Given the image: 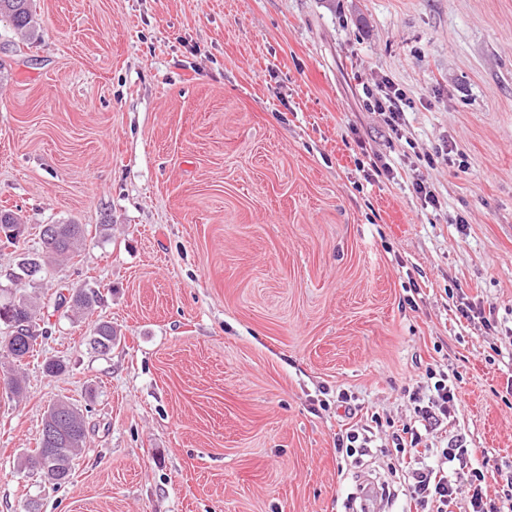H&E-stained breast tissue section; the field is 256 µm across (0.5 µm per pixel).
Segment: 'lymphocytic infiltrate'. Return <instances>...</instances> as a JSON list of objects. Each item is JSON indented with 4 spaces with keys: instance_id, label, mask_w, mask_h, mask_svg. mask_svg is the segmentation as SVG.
Wrapping results in <instances>:
<instances>
[{
    "instance_id": "lymphocytic-infiltrate-1",
    "label": "lymphocytic infiltrate",
    "mask_w": 512,
    "mask_h": 512,
    "mask_svg": "<svg viewBox=\"0 0 512 512\" xmlns=\"http://www.w3.org/2000/svg\"><path fill=\"white\" fill-rule=\"evenodd\" d=\"M426 385L409 390L413 403L414 421L403 425L391 435L395 450L408 457L412 468L408 480L416 512H453L460 496L469 499V512H512V491L500 500L487 498L483 487L488 478H505L512 487V473L487 472L474 469L470 479H462L454 461L464 460L468 454L462 441L450 440L436 446L431 441L433 432L447 420L458 399L456 384L444 371L426 367Z\"/></svg>"
}]
</instances>
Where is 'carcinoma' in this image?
Masks as SVG:
<instances>
[{
  "label": "carcinoma",
  "mask_w": 512,
  "mask_h": 512,
  "mask_svg": "<svg viewBox=\"0 0 512 512\" xmlns=\"http://www.w3.org/2000/svg\"><path fill=\"white\" fill-rule=\"evenodd\" d=\"M34 0H0V18H8L18 30L29 28L33 19ZM26 225L22 219L11 210H0V242L10 245L16 244L24 234ZM60 232L55 233L45 224L41 228L42 253L22 259L18 265L20 274H25L27 267L42 265L56 260L72 258L84 237L85 229L81 224H60ZM98 293L92 288H74L69 301V308L73 310H87L97 301ZM36 306L25 296L11 297L0 301V323L15 322L27 325V330L21 334L9 333L0 342V351L6 353L14 361L21 363L26 358L34 356L38 336L34 328L37 325ZM116 342V332L112 324L99 322L94 325L90 344L95 349L110 348ZM56 437L48 439L40 434L37 448L28 458L39 455L47 460L53 474L54 484L62 486L69 482L79 458L86 444L87 426L82 412L72 404H67L66 410L53 416Z\"/></svg>",
  "instance_id": "cac0c4a2"
}]
</instances>
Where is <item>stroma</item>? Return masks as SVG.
<instances>
[{
	"label": "stroma",
	"mask_w": 512,
	"mask_h": 512,
	"mask_svg": "<svg viewBox=\"0 0 512 512\" xmlns=\"http://www.w3.org/2000/svg\"><path fill=\"white\" fill-rule=\"evenodd\" d=\"M33 10L28 37L0 18V209L27 226L0 285L49 313L37 356L0 352L25 386H0V512H358L363 478L402 487L399 461L345 463L336 435L409 422L429 366L458 386L447 436L512 471V0ZM387 79L410 100L396 134L365 106ZM69 222L78 256L12 284ZM67 287L100 300L54 308ZM56 401L87 423L58 487L22 467Z\"/></svg>",
	"instance_id": "stroma-1"
}]
</instances>
